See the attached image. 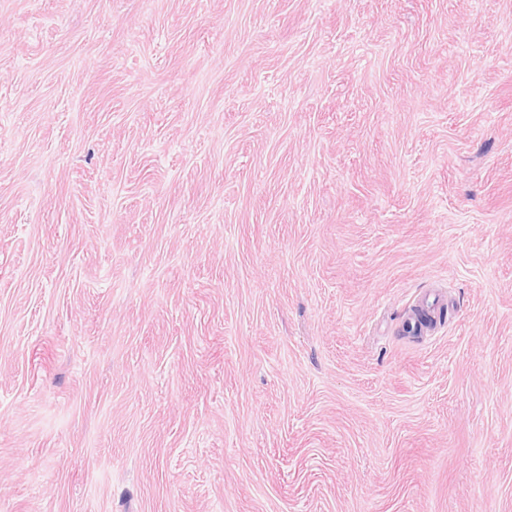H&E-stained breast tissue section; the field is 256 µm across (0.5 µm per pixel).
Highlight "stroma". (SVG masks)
Returning <instances> with one entry per match:
<instances>
[{
	"instance_id": "stroma-1",
	"label": "stroma",
	"mask_w": 512,
	"mask_h": 512,
	"mask_svg": "<svg viewBox=\"0 0 512 512\" xmlns=\"http://www.w3.org/2000/svg\"><path fill=\"white\" fill-rule=\"evenodd\" d=\"M0 512H512V0H0Z\"/></svg>"
}]
</instances>
